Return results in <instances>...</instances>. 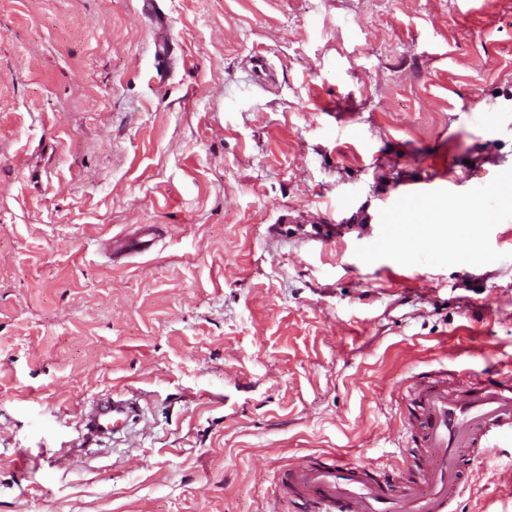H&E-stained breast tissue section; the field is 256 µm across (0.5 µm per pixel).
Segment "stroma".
Here are the masks:
<instances>
[{
    "label": "stroma",
    "instance_id": "35a3bbf8",
    "mask_svg": "<svg viewBox=\"0 0 512 512\" xmlns=\"http://www.w3.org/2000/svg\"><path fill=\"white\" fill-rule=\"evenodd\" d=\"M506 169L512 0H0V512H268L334 456L397 482L412 375L512 377V200L369 242ZM460 454L450 512H512V448ZM423 196H430L437 200H442V201H447V199H448V201H450L453 199L452 192H451L450 188L448 187V184H445V183H443L440 186L435 187V188L425 189L423 191L409 192L408 194H406L404 196H399L394 201V203L392 204L390 209L384 214L383 219H385L386 216H388L389 214L399 213L408 204L419 200ZM137 397L126 398L125 394H112V399L100 403L91 412V427L97 432H116L125 427L128 420L138 411Z\"/></svg>",
    "mask_w": 512,
    "mask_h": 512
}]
</instances>
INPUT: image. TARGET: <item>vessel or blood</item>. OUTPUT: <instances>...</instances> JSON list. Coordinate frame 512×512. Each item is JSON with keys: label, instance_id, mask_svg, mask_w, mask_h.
Instances as JSON below:
<instances>
[{"label": "vessel or blood", "instance_id": "obj_1", "mask_svg": "<svg viewBox=\"0 0 512 512\" xmlns=\"http://www.w3.org/2000/svg\"><path fill=\"white\" fill-rule=\"evenodd\" d=\"M447 200L448 185L398 197L391 213H399L421 196ZM139 408L136 398L122 394L100 403L91 427L116 432ZM410 443L420 447L417 473L397 485L379 479L372 468L337 459L292 466L282 489L307 500L311 512H449L464 484L459 449L485 458L497 448L512 447V384L486 379L459 382L447 374L413 377L402 406Z\"/></svg>", "mask_w": 512, "mask_h": 512}]
</instances>
